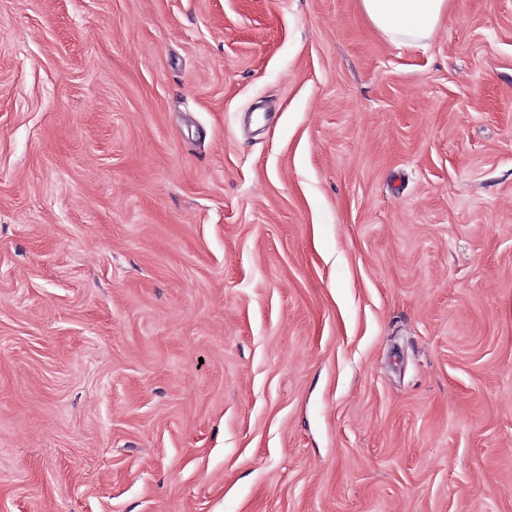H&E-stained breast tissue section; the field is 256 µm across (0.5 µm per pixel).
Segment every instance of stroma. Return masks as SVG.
Listing matches in <instances>:
<instances>
[{"instance_id":"1","label":"stroma","mask_w":512,"mask_h":512,"mask_svg":"<svg viewBox=\"0 0 512 512\" xmlns=\"http://www.w3.org/2000/svg\"><path fill=\"white\" fill-rule=\"evenodd\" d=\"M0 512H512V0H0ZM371 23L391 41L430 38L448 8L447 0H360Z\"/></svg>"}]
</instances>
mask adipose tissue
Returning <instances> with one entry per match:
<instances>
[{"label": "adipose tissue", "mask_w": 512, "mask_h": 512, "mask_svg": "<svg viewBox=\"0 0 512 512\" xmlns=\"http://www.w3.org/2000/svg\"><path fill=\"white\" fill-rule=\"evenodd\" d=\"M371 23L393 41L430 38L448 8L447 0H361Z\"/></svg>", "instance_id": "ef3b65f1"}]
</instances>
